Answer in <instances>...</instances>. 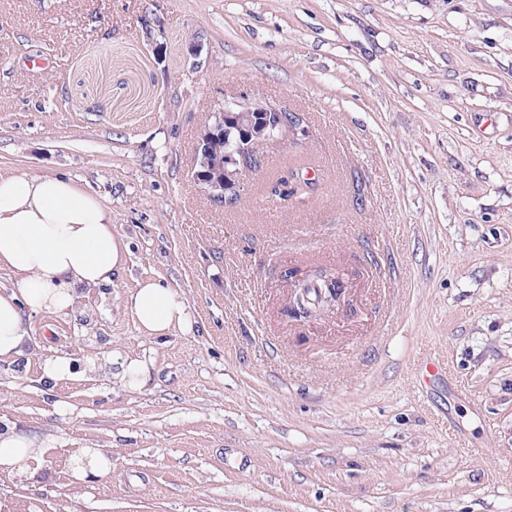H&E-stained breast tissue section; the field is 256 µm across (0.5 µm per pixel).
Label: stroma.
I'll return each instance as SVG.
<instances>
[{
  "label": "stroma",
  "instance_id": "stroma-1",
  "mask_svg": "<svg viewBox=\"0 0 512 512\" xmlns=\"http://www.w3.org/2000/svg\"><path fill=\"white\" fill-rule=\"evenodd\" d=\"M241 96L307 132L220 208L193 147ZM296 168L316 190L266 199ZM0 172L74 179L130 247L0 363V424L49 442L6 512H512V0H0ZM288 267L342 270L341 305L284 316ZM149 277L193 331L138 332ZM55 353L104 369L51 391ZM78 448L111 471L74 481ZM120 381L130 390H140L149 381L151 364L144 358L126 356L123 363Z\"/></svg>",
  "mask_w": 512,
  "mask_h": 512
}]
</instances>
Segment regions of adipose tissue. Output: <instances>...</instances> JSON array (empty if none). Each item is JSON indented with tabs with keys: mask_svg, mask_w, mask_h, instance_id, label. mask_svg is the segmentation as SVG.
Returning <instances> with one entry per match:
<instances>
[{
	"mask_svg": "<svg viewBox=\"0 0 512 512\" xmlns=\"http://www.w3.org/2000/svg\"><path fill=\"white\" fill-rule=\"evenodd\" d=\"M128 243L112 231V212L97 194L63 176L0 173V271L13 283L0 292V360L29 358L26 312L56 316L112 287ZM125 308L141 334H186L193 318L183 293L162 281H138ZM39 435L0 431V470L37 479L47 451Z\"/></svg>",
	"mask_w": 512,
	"mask_h": 512,
	"instance_id": "1",
	"label": "adipose tissue"
}]
</instances>
